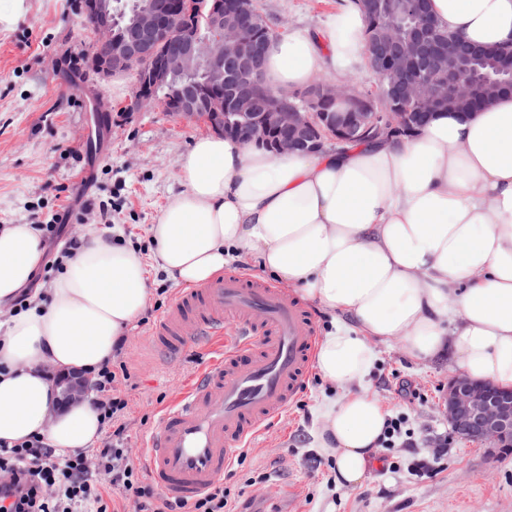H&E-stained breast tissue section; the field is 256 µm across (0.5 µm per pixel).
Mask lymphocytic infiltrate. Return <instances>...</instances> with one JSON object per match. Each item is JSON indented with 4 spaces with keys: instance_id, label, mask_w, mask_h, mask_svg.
Segmentation results:
<instances>
[{
    "instance_id": "1",
    "label": "lymphocytic infiltrate",
    "mask_w": 512,
    "mask_h": 512,
    "mask_svg": "<svg viewBox=\"0 0 512 512\" xmlns=\"http://www.w3.org/2000/svg\"><path fill=\"white\" fill-rule=\"evenodd\" d=\"M121 380L112 366L95 377L103 400L94 404L110 439L94 454L57 453L44 437L0 443V512H170L168 502L146 483L126 446L122 424L127 402L116 395ZM109 474L101 482L99 473Z\"/></svg>"
}]
</instances>
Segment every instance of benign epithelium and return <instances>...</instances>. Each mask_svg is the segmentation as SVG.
<instances>
[{
  "instance_id": "benign-epithelium-1",
  "label": "benign epithelium",
  "mask_w": 512,
  "mask_h": 512,
  "mask_svg": "<svg viewBox=\"0 0 512 512\" xmlns=\"http://www.w3.org/2000/svg\"><path fill=\"white\" fill-rule=\"evenodd\" d=\"M406 4L409 8L402 16L409 21L408 37L371 44L374 56L386 62L381 82L403 98L418 101L424 83L446 66L445 104L451 108L467 90L464 72L469 70L475 51L454 37L445 45L438 43L419 19L417 0H406ZM235 12L233 0H217L206 11L212 39L201 41L184 34L173 0H146L135 10L124 34L114 37L117 19L110 0H83L84 21L99 35L95 43L99 75L125 73L133 63L145 62L131 103L133 109L157 106L149 88L166 84L176 72L202 70L211 85L222 87L227 75L235 71L241 83L235 120L228 119L221 99L205 102L189 87L172 96L174 111L168 116L179 122L200 123L214 133L259 148L265 146L275 153H317L323 149V134L333 133L339 141H351L366 134L379 136L407 120L404 112H357L339 126L334 112H301L288 107L287 93L276 99L277 111H258L260 101L253 86L259 81L264 48L250 39V25L233 17ZM52 382L59 401L68 407L84 402L94 387L81 372L58 373ZM442 411L459 438L486 445L494 458L512 454V396L494 392V384L472 381L464 375L452 378L444 390Z\"/></svg>"
}]
</instances>
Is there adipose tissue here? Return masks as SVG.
<instances>
[{
  "instance_id": "obj_1",
  "label": "adipose tissue",
  "mask_w": 512,
  "mask_h": 512,
  "mask_svg": "<svg viewBox=\"0 0 512 512\" xmlns=\"http://www.w3.org/2000/svg\"><path fill=\"white\" fill-rule=\"evenodd\" d=\"M462 42L512 44V0H429ZM367 21L343 0L324 29L273 37L268 87L354 73L368 56ZM150 238L162 269L197 286L229 259L263 270L341 320L319 337L314 365L343 387L322 408V452L334 479L361 485L388 411L364 385L378 345L416 359L450 343L463 375L512 388V96L476 113L435 112L413 136L343 152L273 154L231 137L203 136L181 168ZM41 257L33 225L0 227V308L11 305ZM149 270L141 251L90 232L66 269L36 291L0 332V440L43 436L57 452L90 448L98 412L82 403L48 421L57 392L43 371L97 373L141 314Z\"/></svg>"
}]
</instances>
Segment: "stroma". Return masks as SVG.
<instances>
[{
  "label": "stroma",
  "mask_w": 512,
  "mask_h": 512,
  "mask_svg": "<svg viewBox=\"0 0 512 512\" xmlns=\"http://www.w3.org/2000/svg\"><path fill=\"white\" fill-rule=\"evenodd\" d=\"M339 2L255 0L280 35L319 32ZM95 39L81 0H27L0 31V225L49 224L59 215L66 222L55 250L95 229L149 257L148 228L182 192L184 158L206 129L158 107L129 110L133 75L86 70ZM86 201L95 211L75 222ZM149 277L146 308L113 358L129 374L120 387L124 424L140 464L162 408L210 357L191 345L163 359L148 345L161 312L183 290L158 266ZM378 351L366 385L401 425L381 443L363 484H335L333 464L316 446L320 408L342 391L313 372L288 413L226 474L230 512H512V455L494 459L484 445L455 437L442 414V391L460 373L454 356L444 350L415 360L396 342ZM423 458L427 468H417Z\"/></svg>",
  "instance_id": "obj_1"
}]
</instances>
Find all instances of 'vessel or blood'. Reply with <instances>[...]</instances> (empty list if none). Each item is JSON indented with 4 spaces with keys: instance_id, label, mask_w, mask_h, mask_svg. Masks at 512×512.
I'll list each match as a JSON object with an SVG mask.
<instances>
[{
    "instance_id": "obj_1",
    "label": "vessel or blood",
    "mask_w": 512,
    "mask_h": 512,
    "mask_svg": "<svg viewBox=\"0 0 512 512\" xmlns=\"http://www.w3.org/2000/svg\"><path fill=\"white\" fill-rule=\"evenodd\" d=\"M316 341L306 309L280 288L236 272L181 293L150 342L162 351L196 343L211 358L166 405L151 433L148 472L163 494L191 502L302 390Z\"/></svg>"
}]
</instances>
